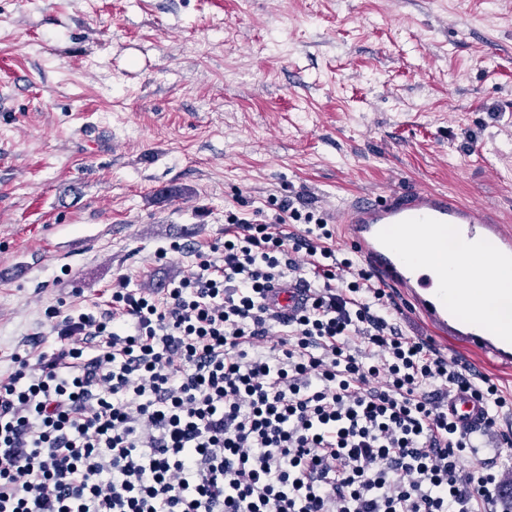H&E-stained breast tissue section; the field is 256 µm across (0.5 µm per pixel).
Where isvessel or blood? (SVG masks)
Here are the masks:
<instances>
[{"mask_svg":"<svg viewBox=\"0 0 512 512\" xmlns=\"http://www.w3.org/2000/svg\"><path fill=\"white\" fill-rule=\"evenodd\" d=\"M341 237L381 282L402 289L424 322L440 334L477 351L491 364L512 369V333L489 328L465 310L448 303L449 288L464 290L465 281L449 284L448 270L411 260L409 250L444 251L449 245L492 246L497 257L512 260V226L499 223L476 206L429 188L393 191L383 201L351 203L339 217ZM308 299L298 280L275 283L267 295L270 312L293 316ZM460 434L477 445L486 430V408L466 391L448 392L442 400Z\"/></svg>","mask_w":512,"mask_h":512,"instance_id":"b4317fda","label":"vessel or blood"}]
</instances>
